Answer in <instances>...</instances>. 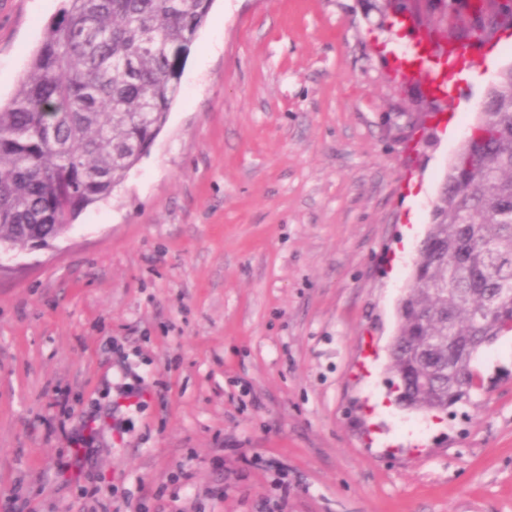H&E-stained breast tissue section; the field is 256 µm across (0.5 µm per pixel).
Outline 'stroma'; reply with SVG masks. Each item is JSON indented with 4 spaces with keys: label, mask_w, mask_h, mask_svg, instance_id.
I'll list each match as a JSON object with an SVG mask.
<instances>
[{
    "label": "stroma",
    "mask_w": 512,
    "mask_h": 512,
    "mask_svg": "<svg viewBox=\"0 0 512 512\" xmlns=\"http://www.w3.org/2000/svg\"><path fill=\"white\" fill-rule=\"evenodd\" d=\"M62 6L0 0L1 102ZM409 43L368 0H214L114 196L0 253V512H512V332L439 419L387 354L512 28L438 120Z\"/></svg>",
    "instance_id": "stroma-1"
}]
</instances>
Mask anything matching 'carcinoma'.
Returning <instances> with one entry per match:
<instances>
[{
  "mask_svg": "<svg viewBox=\"0 0 512 512\" xmlns=\"http://www.w3.org/2000/svg\"><path fill=\"white\" fill-rule=\"evenodd\" d=\"M456 2L374 7L407 10L438 48L512 25L501 0H475L469 21ZM212 5L65 0L15 94L0 105V248L58 236L112 196L165 126ZM417 267L390 370L403 375L401 393L414 409L435 413L448 409V392L473 372L479 352L512 330V300L474 321L489 297L512 296V66L448 166Z\"/></svg>",
  "mask_w": 512,
  "mask_h": 512,
  "instance_id": "cac0c4a2",
  "label": "carcinoma"
}]
</instances>
